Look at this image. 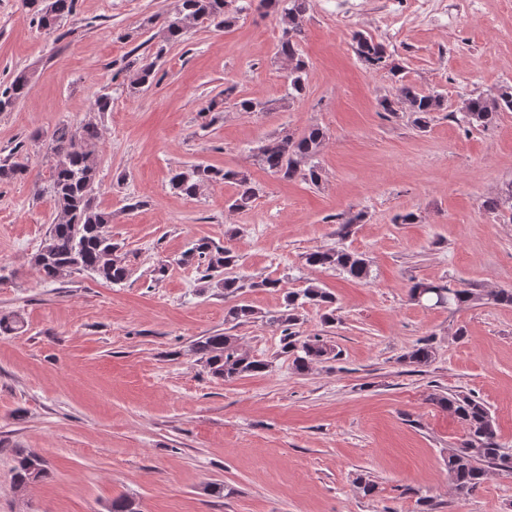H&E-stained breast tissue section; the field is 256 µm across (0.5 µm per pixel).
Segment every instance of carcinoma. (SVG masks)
<instances>
[{
    "mask_svg": "<svg viewBox=\"0 0 512 512\" xmlns=\"http://www.w3.org/2000/svg\"><path fill=\"white\" fill-rule=\"evenodd\" d=\"M279 14L282 36L278 54L289 62L288 98L303 97L306 93V62L299 53L302 23L310 8L311 0H247L235 7V13L248 9L253 2ZM234 0H181L177 13L166 16L156 33L159 37L155 57H160L167 45L179 41L187 23L221 28L231 20L229 5ZM36 7L38 24L51 30L63 18L74 14L76 0H48L39 6V0H28ZM353 48L359 61L376 68L387 60L386 47L361 32L352 34ZM155 77V62L140 66L138 80L132 89L139 92ZM29 92V78L21 72L9 86L0 90V111L13 107ZM381 106L386 112H410L416 124L427 125L428 115L445 109V97L436 91H420L408 84H401L393 98H385ZM501 112H512V87L495 95L478 94L467 99L461 108V120L470 127H485ZM324 132L312 128L299 138L284 135L257 147L256 156L263 167L284 180L302 178L312 184L321 179L316 157L324 147ZM100 135L96 126L84 124L73 128L58 126L51 135V189L57 205L58 218L51 225L48 238L33 258V264L45 283L56 282L78 271L92 272L107 283L121 284L129 277L130 269L119 244L112 242L106 227L112 223V213L94 205L96 176L99 163ZM218 180L233 182L238 186L231 208L244 209L256 198L257 189L243 172L195 165L188 170L175 172L171 186L183 195H197L200 188ZM305 262L324 270H339L350 277L364 280L369 276L367 260L363 255L344 247L315 250L305 255ZM180 263L204 267L203 278L224 289V297H234L244 288L235 269L238 255L227 245H219L202 238L197 240L181 258ZM439 292L450 293V308L460 310L478 301L512 305V290L500 289L482 294L464 283L456 287L418 281L408 289L410 299L421 296L426 300L437 297ZM335 298L325 289L311 283L297 291H285L282 309L268 317V321L283 327L282 352L293 356L295 369L304 372L316 362L334 360L338 356L334 346L321 336L301 338L292 327L299 321V310L309 305L326 311L324 319L334 322L329 310ZM255 309L236 303L227 308L225 321L236 325L254 318ZM193 350L200 355L205 369L217 378L233 381L247 375L266 372L270 362L249 354L239 345L237 338L224 333L202 336L193 341ZM434 350L428 340H421L399 359L405 366L422 368L433 361ZM429 400L439 408L451 412L466 428L465 437L448 448L446 465L448 475L460 495L473 493L485 480L486 466L494 465L512 471V452L498 441L495 422L490 409L472 395L462 393L430 394ZM48 475L46 461L33 453H18L15 480L26 485Z\"/></svg>",
    "mask_w": 512,
    "mask_h": 512,
    "instance_id": "carcinoma-1",
    "label": "carcinoma"
}]
</instances>
